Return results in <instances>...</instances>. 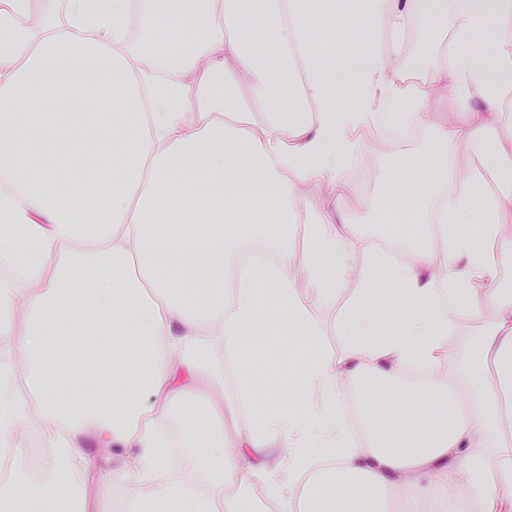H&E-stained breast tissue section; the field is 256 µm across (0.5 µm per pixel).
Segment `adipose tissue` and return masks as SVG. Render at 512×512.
Returning a JSON list of instances; mask_svg holds the SVG:
<instances>
[{"label": "adipose tissue", "mask_w": 512, "mask_h": 512, "mask_svg": "<svg viewBox=\"0 0 512 512\" xmlns=\"http://www.w3.org/2000/svg\"><path fill=\"white\" fill-rule=\"evenodd\" d=\"M369 33L352 65L356 94L339 103L338 70L323 46L338 17ZM451 28L423 81L402 77L387 46L419 21ZM317 29H310V22ZM501 31L480 58L482 24ZM145 35L131 48L129 32ZM294 84V99L273 90ZM456 89L458 121L432 125L435 154L421 170L432 187L398 212L414 262L367 254L352 265L346 158L358 131L409 113L412 137L428 104ZM52 153H44L42 145ZM480 155L497 177L476 193L473 179L436 176L459 151ZM93 173L69 182L67 163ZM321 185L323 205H301L300 187ZM512 0H0V356L21 337L25 380L0 378V447L19 453L10 430L39 400L44 441L56 458L96 466L86 443L134 448L141 493L165 512H256L243 492L224 499V412L186 409L195 381L224 390V351L254 349L273 307L314 336L316 309L354 282L341 314L348 337L336 356L293 370L300 395L275 423L239 433L240 487L265 476L277 512H387L400 493L417 501L442 489V512H512V289L498 283L512 258ZM475 224L449 233L443 258L420 247L425 224ZM306 227L301 271L288 277L290 225ZM262 232L281 245L276 263L224 291L229 246ZM481 283L483 296L472 285ZM395 284L414 305L399 333H381L372 303ZM486 299L496 316L462 376L441 358L464 310ZM95 337L112 351L106 378L95 368L58 372L68 340ZM179 361H171V354ZM428 368L414 393L421 409L387 428L386 395L408 368ZM380 386L367 405L369 431L351 442L340 403L344 385ZM81 391L62 402L58 389ZM182 423L183 454L169 468L160 422ZM287 441V461L269 448ZM210 470L199 486L186 472ZM67 477L0 485V512H61Z\"/></svg>", "instance_id": "obj_1"}]
</instances>
